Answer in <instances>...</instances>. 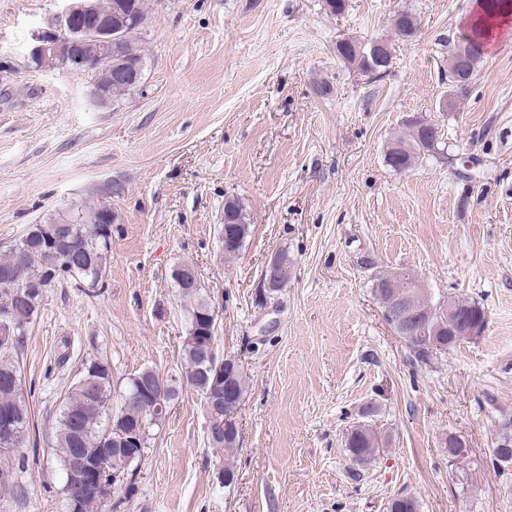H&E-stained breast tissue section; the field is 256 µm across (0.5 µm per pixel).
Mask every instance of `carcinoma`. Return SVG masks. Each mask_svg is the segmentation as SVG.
Instances as JSON below:
<instances>
[{"label":"carcinoma","mask_w":512,"mask_h":512,"mask_svg":"<svg viewBox=\"0 0 512 512\" xmlns=\"http://www.w3.org/2000/svg\"><path fill=\"white\" fill-rule=\"evenodd\" d=\"M134 6L132 21L121 31V35L112 46L113 61H128L144 64V57L137 46L139 38L138 22L146 21L142 0H132ZM509 0H493L484 5L483 15L471 17L466 31L452 45L448 46V82L452 87L448 96V108H453L457 94L467 90L469 83L456 78V60L459 54L467 56L470 72H475L476 64L483 57L486 42L483 32L489 21L497 14L508 11ZM393 26L398 35L411 38L417 33L415 16L407 11L399 12L393 19ZM93 80V97L103 92L115 99L133 89V86L120 81L110 73L108 68H101ZM404 150L395 153L388 151L389 166L396 172L404 173L411 170L419 159L435 150L437 137L426 138L414 131L398 136ZM112 211V206L101 198L90 199L75 205L65 215L50 218L42 224H33L23 237H32L29 249L21 254L13 245L0 251V272L23 265L24 274L31 283L33 294L26 299H12V290L0 283V309L13 307L19 318L17 328L6 342H0V412L9 410L14 419L12 437L9 443L0 439V448H18L23 444L30 427V410L21 386L19 369L11 355L24 336L28 325L37 314L44 293L62 283L76 285H96L102 281L112 252V233L104 232V227L112 224L102 222V214ZM225 236L234 235L246 241L251 233L241 204L229 199L224 204ZM377 278L384 281L394 279L399 291L409 293L414 298L416 309L422 311V317L430 319V325L436 329L433 336H428L427 347L416 350L420 340H406L415 356L427 363L439 354L452 351L464 343L474 341L472 336H450L448 330L441 327L439 313L443 303L434 302L433 298L420 288L414 279H402L398 273H377ZM183 297L193 301L190 319L204 311L207 299L202 296L201 289H190ZM461 312L479 313L485 316L483 306L475 301L455 296L448 297ZM182 378L185 386L202 391L200 367L192 346L187 344L181 348ZM135 388V377L129 378L120 413L125 419L136 422L143 420L146 427L159 425L167 411L154 410L155 403L144 402L131 396ZM112 375L107 364L98 359L83 363L80 378L76 379L67 389L62 401V408L57 419L53 435V448L60 466L64 467L74 455L75 449L85 448L93 451L107 447L106 435L112 431ZM382 439L370 424L354 426L347 434L346 451L350 459L357 465H365L379 452ZM387 512H419L416 498L405 496L391 499L387 503Z\"/></svg>","instance_id":"carcinoma-1"}]
</instances>
